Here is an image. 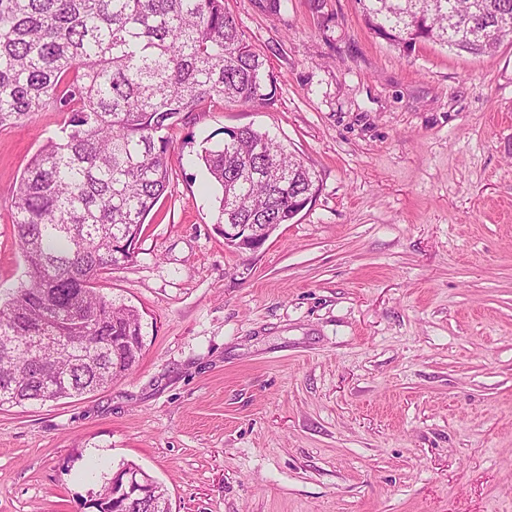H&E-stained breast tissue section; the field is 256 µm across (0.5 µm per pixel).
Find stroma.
Wrapping results in <instances>:
<instances>
[{
    "instance_id": "35a3bbf8",
    "label": "stroma",
    "mask_w": 512,
    "mask_h": 512,
    "mask_svg": "<svg viewBox=\"0 0 512 512\" xmlns=\"http://www.w3.org/2000/svg\"><path fill=\"white\" fill-rule=\"evenodd\" d=\"M225 0L274 103L172 131V189L100 291L138 309L136 367L0 408V512H93L133 463L172 512H512V38L388 42L356 0ZM58 112L0 128V294L25 279L7 192ZM269 132L319 192L262 247L215 228L197 159Z\"/></svg>"
}]
</instances>
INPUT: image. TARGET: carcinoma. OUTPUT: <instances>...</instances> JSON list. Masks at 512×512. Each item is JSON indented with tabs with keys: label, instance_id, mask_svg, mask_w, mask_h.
<instances>
[{
	"label": "carcinoma",
	"instance_id": "1",
	"mask_svg": "<svg viewBox=\"0 0 512 512\" xmlns=\"http://www.w3.org/2000/svg\"><path fill=\"white\" fill-rule=\"evenodd\" d=\"M366 24L406 49L481 56L512 38V0H359ZM263 55L224 0H0V127L60 112L59 132L10 193L26 280L0 303V408L102 390L129 374L141 316L100 293L104 271L171 191L169 131L205 102L269 105ZM217 187L215 224H288L315 173L251 126L199 154ZM167 490L125 502L107 479L95 512H164Z\"/></svg>",
	"mask_w": 512,
	"mask_h": 512
}]
</instances>
